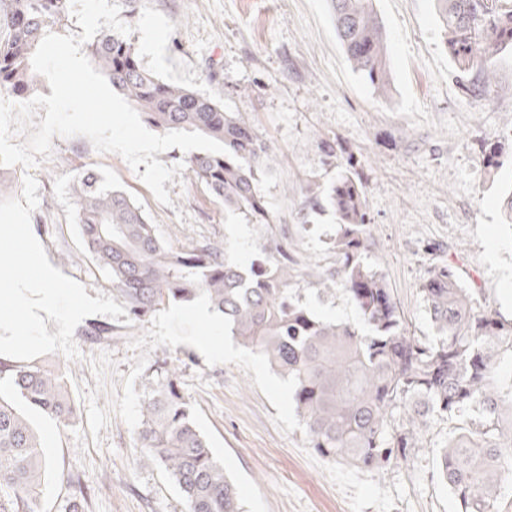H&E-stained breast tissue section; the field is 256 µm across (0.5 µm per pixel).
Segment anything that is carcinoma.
Returning <instances> with one entry per match:
<instances>
[{
	"label": "carcinoma",
	"instance_id": "obj_1",
	"mask_svg": "<svg viewBox=\"0 0 512 512\" xmlns=\"http://www.w3.org/2000/svg\"><path fill=\"white\" fill-rule=\"evenodd\" d=\"M436 2L456 81L480 100L492 86V60L512 46V0ZM331 3L352 69L377 93L386 92V37L373 0ZM70 16L69 0H0V93L25 99L38 91L32 55L46 34L68 27ZM83 53L149 125L197 131L223 144L226 154L182 159V175L203 184L224 209L271 223L255 181L258 172L272 170L273 158L246 116L153 75L134 43L112 30L101 29ZM72 194L85 252L108 272L132 318L165 302L206 301L243 347L288 379L309 447L333 463L360 469L407 464L427 447L431 420L458 421L457 434L433 444L442 480L460 512H498L501 487L512 482V320L487 303L482 290L465 287L445 259L420 283L434 335H411L384 277L364 262L371 224L353 157L328 186L307 181L303 207L325 201L336 212V264L307 271L304 282L320 294H346L356 324L311 311L288 254L278 247L247 266L229 261L211 242L175 249L124 191L94 172L78 178ZM2 373L28 409L62 426L75 419L58 368L0 360ZM140 416L137 460L167 474L185 512H245L198 428L176 367L147 378ZM50 468L41 436L14 400L0 396V512H43Z\"/></svg>",
	"mask_w": 512,
	"mask_h": 512
}]
</instances>
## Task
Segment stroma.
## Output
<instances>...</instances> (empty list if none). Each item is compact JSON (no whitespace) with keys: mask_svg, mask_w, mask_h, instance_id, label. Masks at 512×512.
Here are the masks:
<instances>
[{"mask_svg":"<svg viewBox=\"0 0 512 512\" xmlns=\"http://www.w3.org/2000/svg\"><path fill=\"white\" fill-rule=\"evenodd\" d=\"M176 29L167 61L191 64L200 81L247 115L277 155L257 192L271 215L254 224L225 210L198 184L174 175L161 204L127 162L84 137H53V154L32 172L39 190L32 232L50 263L89 296L112 294L105 270L85 254L72 183L84 170L122 189L168 245L221 244L247 263L261 249L287 250L296 274L335 262L336 214L303 209L308 179L329 181L354 158L372 224L366 259L385 277L411 334L432 333L419 285L445 258L467 287L481 288L512 318V226L503 198L512 189V50L496 57V91L474 101L453 78L435 0H375L388 42L390 86L378 96L351 69L328 0H148ZM336 145L335 159L321 150ZM506 151L500 168L486 145ZM104 328L101 336L92 335ZM71 360L60 367L77 407L68 427L33 413L53 467L44 512H68L76 487L86 512H184L161 470L135 461L146 378L181 361L178 384L214 456L235 482L246 512H459L442 483L437 449L410 465L365 470L322 458L307 445L286 380L258 353L225 335L218 315L164 303L146 317L85 318Z\"/></svg>","mask_w":512,"mask_h":512,"instance_id":"stroma-1","label":"stroma"}]
</instances>
